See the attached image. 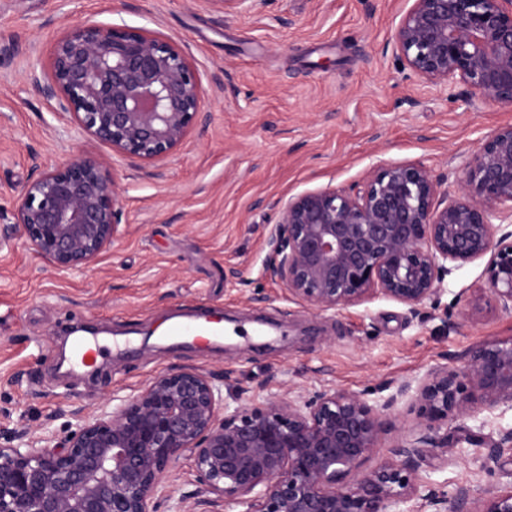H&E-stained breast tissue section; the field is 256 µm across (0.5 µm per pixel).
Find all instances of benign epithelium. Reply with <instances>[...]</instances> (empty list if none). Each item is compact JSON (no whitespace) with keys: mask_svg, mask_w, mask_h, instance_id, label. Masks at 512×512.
Masks as SVG:
<instances>
[{"mask_svg":"<svg viewBox=\"0 0 512 512\" xmlns=\"http://www.w3.org/2000/svg\"><path fill=\"white\" fill-rule=\"evenodd\" d=\"M228 12L265 0H215ZM403 65L435 86L460 83L512 105V0H412L393 35ZM29 86L60 116L143 163L164 158L208 120L204 89L182 47L154 33L77 24L56 38L48 72ZM100 159L78 156L25 183L15 225L61 271L88 267L112 247L120 193ZM420 164L375 168L354 191L323 188L288 199L268 241L266 269L316 310L381 295L417 310L435 301L452 268L487 258L491 297L512 314V124L494 130L464 163L451 195ZM454 267H448V264ZM416 412L414 439L348 486L378 448L384 411ZM512 411V336L472 345L460 368L436 367L383 401L323 390L252 407L223 402L215 376L182 368L137 396L82 421L51 447L23 430H0V512H157L172 499L170 465L191 453L197 487L181 512L237 501L245 512H512V485L450 495L419 474L425 448L445 464L460 448L448 421ZM490 458L512 449L500 428Z\"/></svg>","mask_w":512,"mask_h":512,"instance_id":"7a95c632","label":"benign epithelium"}]
</instances>
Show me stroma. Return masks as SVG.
I'll return each instance as SVG.
<instances>
[{"mask_svg":"<svg viewBox=\"0 0 512 512\" xmlns=\"http://www.w3.org/2000/svg\"><path fill=\"white\" fill-rule=\"evenodd\" d=\"M407 0H267L261 15L211 0H0V229L17 191L76 156L102 158L121 194L112 247L79 273L60 271L23 239L0 245V429L52 445L110 400L129 399L176 367L219 377L251 406L287 395L349 390L385 397L439 366L461 367L472 345L512 336V315L488 297L485 260L446 276L435 303L411 311L372 296L318 311L265 269L288 198L350 191L382 163L432 169L449 191L463 157L512 123V106L446 90L401 67L393 35ZM86 22L178 42L207 91L206 124L180 150L140 165L61 120L29 90L49 47ZM224 312L238 336L206 350L158 332L173 310ZM108 334L89 370L57 366L61 329ZM369 471L409 443L416 415L387 411ZM486 449L464 445L450 466L425 452L435 488L480 493L512 484V454L482 470Z\"/></svg>","mask_w":512,"mask_h":512,"instance_id":"1","label":"stroma"}]
</instances>
